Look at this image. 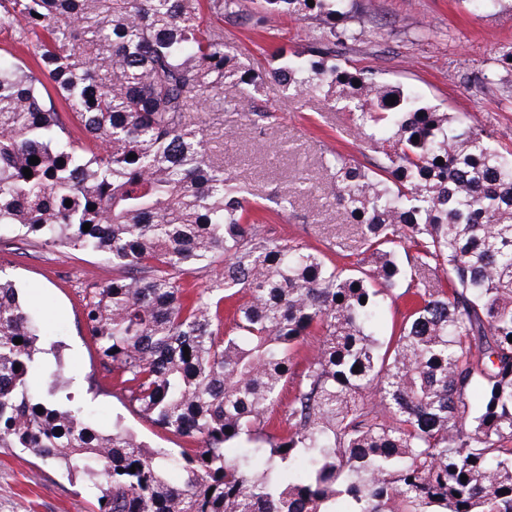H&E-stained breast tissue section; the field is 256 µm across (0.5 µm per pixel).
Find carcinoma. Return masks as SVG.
<instances>
[{
    "label": "carcinoma",
    "instance_id": "obj_1",
    "mask_svg": "<svg viewBox=\"0 0 512 512\" xmlns=\"http://www.w3.org/2000/svg\"><path fill=\"white\" fill-rule=\"evenodd\" d=\"M254 4L264 26L318 20L310 49L239 62L224 21L244 0H0L13 43L34 46L31 65L0 50V227L108 256L112 279L83 288L102 366L201 442L177 455L98 429L0 274V448L79 480L97 512H512V151L336 63L349 0ZM270 86L348 112L374 153L329 162L352 266L268 237L191 118L227 98L266 118ZM219 259L190 292L182 275ZM409 293L380 340L384 304Z\"/></svg>",
    "mask_w": 512,
    "mask_h": 512
}]
</instances>
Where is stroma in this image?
I'll return each mask as SVG.
<instances>
[{"instance_id": "obj_1", "label": "stroma", "mask_w": 512, "mask_h": 512, "mask_svg": "<svg viewBox=\"0 0 512 512\" xmlns=\"http://www.w3.org/2000/svg\"><path fill=\"white\" fill-rule=\"evenodd\" d=\"M349 29L366 33L348 42L354 66L378 71L418 92L437 111L467 115L486 126L496 145L512 150V72L492 69L502 47L512 44V0H354ZM317 22L288 17L275 32L244 19L224 24V40L248 61L260 53L307 48ZM488 72L486 84L475 75ZM262 104L272 116L263 132L225 105L205 111L216 160L235 182L252 191L265 232L282 242L328 251L338 265L355 262L356 227L333 202L334 184L323 161L337 152L364 161L361 142L345 113L330 112L312 98L268 90ZM291 204L282 211L280 195ZM0 267L11 275L26 306L40 316L43 347L58 344L73 390L94 423L111 431L122 422L150 446L193 451L199 440L163 431L130 406L100 364L98 346L82 316L87 282H107L112 265L101 254L69 251L0 234ZM0 512H97L95 500L53 465L15 448H0Z\"/></svg>"}]
</instances>
